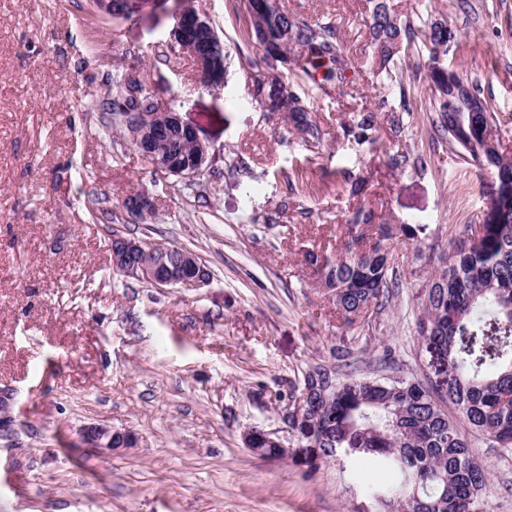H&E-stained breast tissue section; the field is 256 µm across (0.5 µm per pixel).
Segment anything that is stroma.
Listing matches in <instances>:
<instances>
[{
  "label": "stroma",
  "instance_id": "1",
  "mask_svg": "<svg viewBox=\"0 0 512 512\" xmlns=\"http://www.w3.org/2000/svg\"><path fill=\"white\" fill-rule=\"evenodd\" d=\"M207 14L228 58L223 88L203 89L168 32L182 2ZM341 31L350 81L303 85L321 127L306 146L254 98L258 49L243 0H127L112 19L93 0H0V394L14 423L0 431V512H374L376 474L353 458L302 464L253 453L258 428L289 441L285 416L306 372L358 374L384 349L394 373L438 380L415 335L429 273L459 228L482 220L489 169L432 140L427 68L401 58L402 84L377 79L366 0H283ZM402 20L446 21L458 39L441 59L477 84L501 120L512 159V0H389ZM145 81L208 146L196 185L159 180L100 105L113 75ZM406 98L408 127L381 124L377 153L340 135L355 112ZM422 155L401 171L392 154ZM352 170L365 192L339 177ZM151 211L132 217L130 196ZM390 224L405 288L371 327L350 330L305 260L335 253L359 205ZM277 216L278 226L251 223ZM193 252L212 279L157 288L115 276L113 236ZM90 423L129 428L137 447H85ZM489 471L487 512H512V459L475 441Z\"/></svg>",
  "mask_w": 512,
  "mask_h": 512
}]
</instances>
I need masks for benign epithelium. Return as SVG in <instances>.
I'll return each instance as SVG.
<instances>
[{"mask_svg":"<svg viewBox=\"0 0 512 512\" xmlns=\"http://www.w3.org/2000/svg\"><path fill=\"white\" fill-rule=\"evenodd\" d=\"M169 38L181 54L194 61L202 87L224 86L223 49L220 37L207 15L191 7L179 9ZM123 118L135 122L131 146L146 159L155 174L163 178L174 174L190 181L202 175L207 146L195 129L182 122L178 112L158 106L152 112H128ZM176 132L195 146L197 165L178 167L169 160L168 143ZM171 250L172 247L164 244L124 239L112 249V265L126 278L148 280L157 288H201L210 282V270L191 253L182 251L178 259L166 261L165 255ZM81 437L87 446L104 454L122 448H134L139 442L133 430L114 429L103 424L85 426ZM259 437L280 445L283 455H288V446L273 438L271 433L256 428L244 433V442L253 452L264 455L263 449L256 447Z\"/></svg>","mask_w":512,"mask_h":512,"instance_id":"benign-epithelium-1","label":"benign epithelium"}]
</instances>
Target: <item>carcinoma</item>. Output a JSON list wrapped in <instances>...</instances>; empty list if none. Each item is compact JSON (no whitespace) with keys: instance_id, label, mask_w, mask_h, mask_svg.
Masks as SVG:
<instances>
[{"instance_id":"cac0c4a2","label":"carcinoma","mask_w":512,"mask_h":512,"mask_svg":"<svg viewBox=\"0 0 512 512\" xmlns=\"http://www.w3.org/2000/svg\"><path fill=\"white\" fill-rule=\"evenodd\" d=\"M368 2L373 62L391 82L402 79V50L412 46L433 62L456 39L444 22L422 29L395 17L388 0ZM250 40L261 53L255 96L283 86L289 125L306 145L320 144L322 131L307 102L280 75L309 80L321 90L342 85L348 65L337 24L301 20L275 0L264 24L250 25ZM442 72L440 80L431 75L437 93L435 131L462 157L494 172L482 223L463 225L456 248L440 257L416 319L418 340L444 360L445 376L435 383L413 375L391 377L392 358L386 352L368 376H335L321 369L306 373L297 403L288 411L290 431L312 433L315 458L353 454L387 475L370 488L376 512H486V469L470 452V438L512 453V405L504 402L512 394V160L484 138L487 128H499L491 103L484 102L480 112L462 111L467 98L449 101L451 87L463 86L475 97L479 89L454 69ZM132 84L117 76L104 92L102 104L112 115L152 109L144 92L139 101L127 97ZM386 103L382 100L380 108L398 137L408 112ZM341 130L347 140L372 146L378 139V112H354ZM390 164L415 169L422 159L398 152ZM399 233L413 239L416 228L402 224L396 229L374 207L361 205L350 215L335 255L306 249L320 286L333 293L347 325L356 323L364 309L370 315L383 313L400 296L402 275L385 256L386 242ZM459 420L470 434L460 430Z\"/></svg>"}]
</instances>
